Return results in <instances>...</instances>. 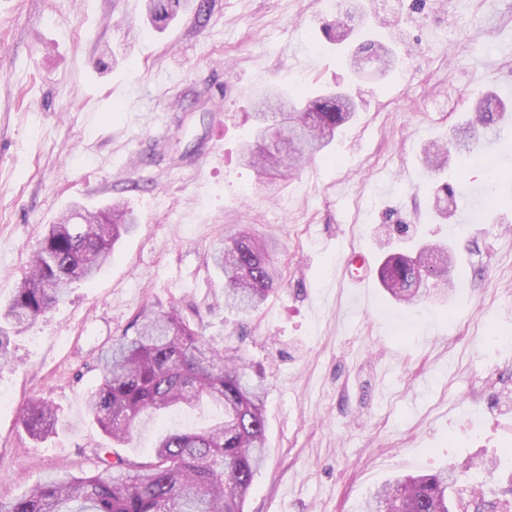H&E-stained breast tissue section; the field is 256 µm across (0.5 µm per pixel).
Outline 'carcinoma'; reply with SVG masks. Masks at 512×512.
<instances>
[{
    "mask_svg": "<svg viewBox=\"0 0 512 512\" xmlns=\"http://www.w3.org/2000/svg\"><path fill=\"white\" fill-rule=\"evenodd\" d=\"M188 0H147V11L164 25ZM359 53L391 64L389 50L368 39ZM255 113L254 142L244 148L245 162L261 175L290 170L327 147L336 131L356 112L353 100L330 91L306 102L298 94L276 90ZM501 104L491 97L477 108L483 136H495L491 124ZM79 215L83 223H71ZM138 218L115 204L94 212L76 208L50 225L30 258V272L0 310V366L10 360L7 327L34 323L63 299L77 281L92 280L112 258L121 234L132 232ZM276 244L240 231L212 248L214 266L224 274V306L251 312L267 300L281 273L273 260ZM448 253L433 257L392 253L379 267V279L397 301L414 305L433 282L448 276ZM133 336L122 335L98 359L99 383L87 396V408L115 445L128 443L144 418H159L181 408L214 406L222 417L194 432L161 434L145 460L97 453L98 470L76 475L67 469L40 481L0 512H244L254 478L264 462L265 388L246 373L244 359L222 351L192 326L178 308L146 310ZM58 421L52 404L30 399L22 423L33 437L51 434ZM364 512H450L448 475L399 477L379 487Z\"/></svg>",
    "mask_w": 512,
    "mask_h": 512,
    "instance_id": "obj_1",
    "label": "carcinoma"
}]
</instances>
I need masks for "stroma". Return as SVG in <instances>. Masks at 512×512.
Segmentation results:
<instances>
[{"label": "stroma", "mask_w": 512, "mask_h": 512, "mask_svg": "<svg viewBox=\"0 0 512 512\" xmlns=\"http://www.w3.org/2000/svg\"><path fill=\"white\" fill-rule=\"evenodd\" d=\"M361 2L367 25L339 43L328 0H205V23L190 8L161 29L145 0H0V304L72 204L123 199L140 217L92 282L13 339L0 501L95 468L98 356L140 312L176 307L263 372L267 462L245 512H361L386 481L442 470L453 512H473L476 466L512 449V125L494 154L451 146L482 95L512 106V0ZM367 39L396 57L384 77L346 64ZM267 87L358 106L286 180L239 162ZM432 143L451 149L439 170ZM243 229L278 240L283 275L247 316L225 311L209 257ZM422 242L452 257L443 300L408 308L379 279L360 292L341 277L350 254ZM33 397L58 414L41 439L21 420ZM481 487L512 512V463Z\"/></svg>", "instance_id": "35a3bbf8"}]
</instances>
